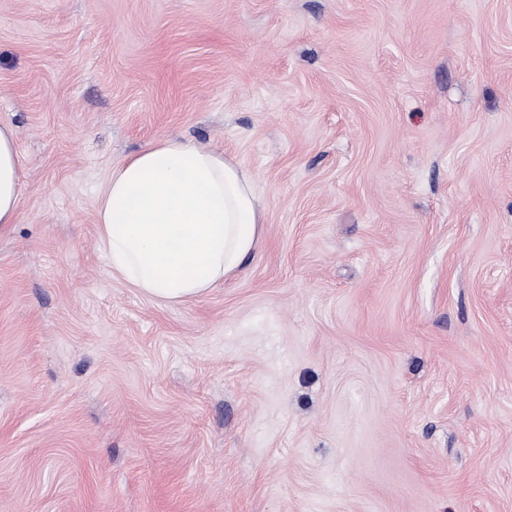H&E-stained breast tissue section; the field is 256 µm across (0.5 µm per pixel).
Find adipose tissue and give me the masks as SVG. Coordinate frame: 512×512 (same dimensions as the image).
<instances>
[{
	"mask_svg": "<svg viewBox=\"0 0 512 512\" xmlns=\"http://www.w3.org/2000/svg\"><path fill=\"white\" fill-rule=\"evenodd\" d=\"M22 182L13 127L0 124V226L17 220ZM112 271L167 304L199 299L254 255L263 208L236 160L160 140L114 168L98 197Z\"/></svg>",
	"mask_w": 512,
	"mask_h": 512,
	"instance_id": "ef3b65f1",
	"label": "adipose tissue"
}]
</instances>
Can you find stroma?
I'll return each instance as SVG.
<instances>
[{
  "label": "stroma",
  "mask_w": 512,
  "mask_h": 512,
  "mask_svg": "<svg viewBox=\"0 0 512 512\" xmlns=\"http://www.w3.org/2000/svg\"><path fill=\"white\" fill-rule=\"evenodd\" d=\"M0 512H512V0H0ZM175 138L255 255L163 304L96 200ZM21 161L13 127L0 124V228L14 224L20 206Z\"/></svg>",
  "instance_id": "35a3bbf8"
}]
</instances>
